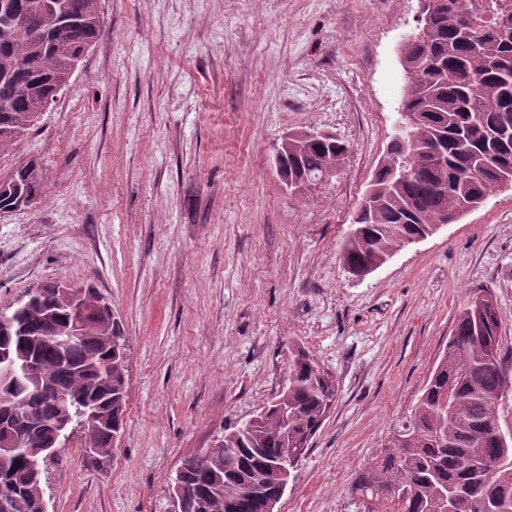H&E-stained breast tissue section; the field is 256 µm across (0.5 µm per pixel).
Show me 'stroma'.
<instances>
[{"instance_id":"stroma-1","label":"stroma","mask_w":512,"mask_h":512,"mask_svg":"<svg viewBox=\"0 0 512 512\" xmlns=\"http://www.w3.org/2000/svg\"><path fill=\"white\" fill-rule=\"evenodd\" d=\"M418 0H101L103 36L0 175L41 158L50 192L0 214V311L93 284L127 340L124 428L105 469L80 436L47 463V512H169V479L287 382L289 348L338 387L280 512H355L350 487L437 365L470 292L512 351V188L362 278L343 239L398 120ZM349 146L301 193L288 131Z\"/></svg>"}]
</instances>
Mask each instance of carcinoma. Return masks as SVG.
Wrapping results in <instances>:
<instances>
[{"mask_svg": "<svg viewBox=\"0 0 512 512\" xmlns=\"http://www.w3.org/2000/svg\"><path fill=\"white\" fill-rule=\"evenodd\" d=\"M427 30L407 44L404 66L414 83L404 93L399 120H411L421 137L418 150L392 157L413 170L394 186L392 166L376 171L368 212L353 223L361 234L345 239L340 260L348 271L396 253L411 239L507 186L497 171L512 168V11L496 4L481 14L476 0H449ZM103 34L99 0H0V154L15 150L36 125L32 108L68 88L66 75ZM349 151L340 138L318 142L298 137L288 147L284 174L319 180ZM49 192L44 167L29 160L0 177V211L23 209ZM477 294L460 308L448 344L415 407L394 430L384 451L354 482L360 512H512V442L496 438L502 380L498 365L512 353L488 358L485 337L472 332ZM59 294L32 288L8 316L22 322L25 339L6 348L16 359H31L36 370L17 391L0 389V410L23 399L28 425L0 421V437L18 431V445L0 460V482L17 491L15 512H33L47 463L45 442L60 420L57 393L71 397L70 413L92 404L99 428L84 433L90 462L110 461L112 431L123 425L127 398L126 337L117 320L99 323L104 296L83 288L88 333L66 348L42 342L51 326L67 325ZM337 393L334 376L297 349L288 359V385L249 428L232 426L205 454L184 459L181 512H260L254 493L272 494L280 483L277 463L299 459L324 423ZM234 452H229V449Z\"/></svg>", "mask_w": 512, "mask_h": 512, "instance_id": "carcinoma-1", "label": "carcinoma"}]
</instances>
